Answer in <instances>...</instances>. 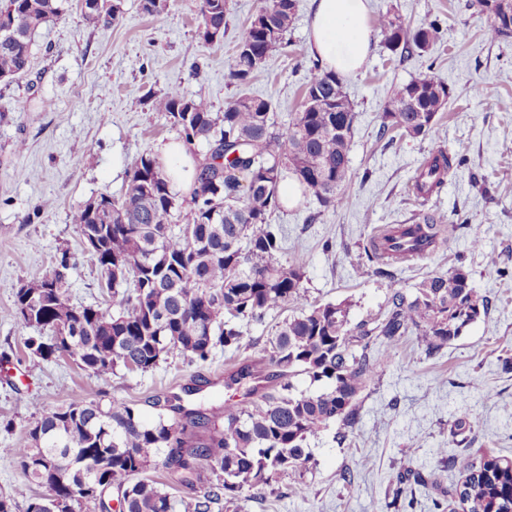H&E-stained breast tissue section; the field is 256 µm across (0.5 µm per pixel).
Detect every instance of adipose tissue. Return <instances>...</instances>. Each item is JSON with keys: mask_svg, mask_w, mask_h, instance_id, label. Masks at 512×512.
Segmentation results:
<instances>
[{"mask_svg": "<svg viewBox=\"0 0 512 512\" xmlns=\"http://www.w3.org/2000/svg\"><path fill=\"white\" fill-rule=\"evenodd\" d=\"M309 49L328 69L356 73L371 51L368 0H311Z\"/></svg>", "mask_w": 512, "mask_h": 512, "instance_id": "ef3b65f1", "label": "adipose tissue"}]
</instances>
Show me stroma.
<instances>
[{"label": "stroma", "instance_id": "35a3bbf8", "mask_svg": "<svg viewBox=\"0 0 512 512\" xmlns=\"http://www.w3.org/2000/svg\"><path fill=\"white\" fill-rule=\"evenodd\" d=\"M262 0H228L224 37L203 46L194 0H169L157 15L141 0H122L123 19L111 27L87 23L79 9L34 35L31 72L0 83V496L16 498L25 477L10 455L24 443L30 423L69 400L100 394L104 402L134 405L153 420L155 400L193 388L188 407L220 415L230 396H243L224 379L239 365L267 358L268 340L286 313L273 309L244 329L240 350L213 348L190 362L174 355L157 368H117L110 381L60 356L46 361L25 342L36 330L15 315L14 294L33 272L67 259L68 297L102 302L100 273L71 221L73 207L99 192L120 195L128 163L144 150L176 139L150 98L180 86L220 112L242 95L273 103L287 126L302 102L313 59L308 50L310 0H297L288 42L273 51L246 84L226 76L225 65ZM393 6L405 25L438 21L437 42L399 58L380 44L345 90L354 104L352 181L342 208L302 195L273 221L287 229L281 262L306 260L309 303L351 301L357 322L383 312L390 286L411 288L428 273L461 267L492 307L437 354L418 336L403 337L379 379L361 394L362 410L350 445L331 426L308 441L305 468L280 476L250 502L248 512H462L452 491L462 476L441 449L512 459V37L489 40L488 15L467 0H370L371 16ZM435 70L448 85L438 132L411 138L380 135V113L394 89ZM139 108H131V101ZM23 150H16L17 141ZM463 155L428 202L414 191V176L437 148ZM466 218L445 244L421 259L393 265L384 276L361 260L366 241L391 224L416 223L423 208ZM465 419L461 442L451 430ZM350 473L343 481L342 473ZM306 485V496L295 488Z\"/></svg>", "mask_w": 512, "mask_h": 512}]
</instances>
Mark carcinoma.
I'll return each instance as SVG.
<instances>
[{"mask_svg":"<svg viewBox=\"0 0 512 512\" xmlns=\"http://www.w3.org/2000/svg\"><path fill=\"white\" fill-rule=\"evenodd\" d=\"M84 19L110 27L123 15L121 0H78ZM470 7L489 16L495 41L512 36L493 15L491 0ZM71 0H0V82L11 83L30 68L33 35L66 16ZM227 0H197L198 36L205 45L224 38ZM296 14V0H263L251 18L227 69L245 84L281 46ZM384 47L401 57L427 51L439 35L435 22L407 28L389 9L378 19ZM448 100V86L427 73L396 88L381 113V134L399 131L417 138L432 134ZM166 115L196 161L189 190H173L167 169L151 151L134 157L124 192L104 191L75 206L72 223L91 249L100 288L113 305H76L67 296L66 258L49 273L36 272L15 294L20 323L35 327L32 354L49 360L68 355L84 370L108 381L119 367L147 372L177 354L205 361L216 345L240 349L243 321H259L290 303L299 311L283 319L270 339L266 374L251 363L226 378L230 387L263 378L265 390L244 404L226 405L223 421L210 424L201 412L181 405L159 407L145 421L126 403L106 406L98 395L71 400L42 415L27 441L10 449L27 481L56 496L29 498L26 512H76L93 503L107 509L115 489L121 512H175L166 490L141 477L162 456L182 483L211 474L208 490L183 505L186 512H213L225 502L247 512L274 476L304 467L305 445L333 422L354 428L361 393L383 372L397 342L415 334L430 355L488 311L470 274L461 267L431 272L412 291L391 288L380 314L353 324L347 303L309 304L303 288L306 262L283 264L285 235L272 216L281 207L278 186L293 177L326 208L345 202L351 181L350 151L356 118L344 78L321 60L311 69L298 112L282 130L272 102L240 96L223 113L202 97L171 88L151 100ZM465 164L439 150L417 175L418 196L440 189L454 166ZM463 220L424 212L416 224H399L363 247L369 262L406 260L402 245L437 247L448 224ZM321 384L297 390L294 379ZM104 463L97 474L79 461ZM448 464L465 475L457 497L463 512H512V460L490 456L474 467L463 455Z\"/></svg>","mask_w":512,"mask_h":512,"instance_id":"cac0c4a2","label":"carcinoma"}]
</instances>
